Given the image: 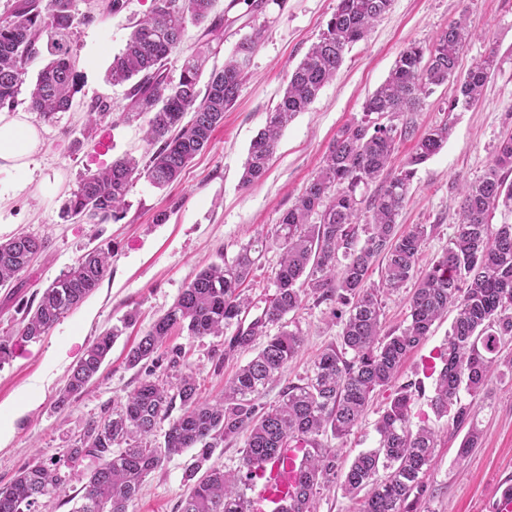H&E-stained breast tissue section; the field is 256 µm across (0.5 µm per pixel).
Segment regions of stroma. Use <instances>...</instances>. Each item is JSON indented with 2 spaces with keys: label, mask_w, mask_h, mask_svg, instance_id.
Wrapping results in <instances>:
<instances>
[{
  "label": "stroma",
  "mask_w": 512,
  "mask_h": 512,
  "mask_svg": "<svg viewBox=\"0 0 512 512\" xmlns=\"http://www.w3.org/2000/svg\"><path fill=\"white\" fill-rule=\"evenodd\" d=\"M104 3L73 2L76 14L91 13L95 19L78 26L70 37L77 74L72 108L47 120L37 119L41 146L27 167L0 166V240L23 233L47 242L41 255L9 286L0 288V337L16 335L20 308L85 252L105 243L112 246L111 264L100 287L47 335L17 342L9 359L0 364V418L9 419L12 427L10 437L0 442V485L26 465L66 459L89 421L119 409L140 379L138 371L126 364L128 350L200 270L232 261L243 244L278 223L318 171L338 130L361 118L365 99L388 77L409 44L432 45L448 24L464 14L474 37L460 56V71H467L491 50L498 59L477 105L448 111V89L441 86L413 116L420 133L444 121L452 126L444 147L417 166L398 218L403 228L430 227L419 269H428L447 251L460 222L461 188L485 175L499 141L512 131V0H393L367 37L349 48L335 78L310 108L288 124L265 176L243 187L241 174L253 138L281 99L289 73L325 29L337 0H286L281 7L272 2L256 18L232 6L231 0H216L213 13L224 19L223 38L204 37L202 26L187 23L168 70L171 77H178L183 56L197 51L208 55L210 65L222 66L253 25L263 24V40L223 125L180 180L160 189L146 179L136 180L119 220L75 222L64 218L62 209L86 172L105 168L119 156L146 157L145 122L124 121L128 87L110 82L108 72L132 24L149 14L153 2L127 0L117 14L103 13ZM99 98L111 103L112 113L88 124V107ZM161 211L169 218L155 223ZM279 255L277 246H269L246 283L244 292L251 303L241 315L243 323L258 317L275 294L273 271ZM131 311L137 313V323L114 343L99 374L75 402L56 408L67 373L86 347ZM331 311V304L309 296L299 311L287 315L288 325L301 330L304 344L266 387L262 404L278 405L288 385L305 378L318 355L337 344L339 328ZM450 324L447 318L434 324L427 339L406 357L394 383L374 393L357 428L341 439L329 434L321 438L323 448L336 452L337 465L348 466L360 452L376 447L375 423L400 384L418 383L411 422L435 428L438 445L425 479L427 492L415 512H483L485 499L512 481L511 375L494 378L480 393L464 395L481 432L466 457L458 455L466 429L454 427L449 418L436 417L429 406L435 380L427 376L425 366L444 343ZM227 342L224 336L174 334L159 352L165 364L156 374L169 382L178 368H191L203 398H222L225 385L252 356L248 350L226 352ZM174 346L181 348L182 355L178 368L171 369L166 361ZM31 399L36 405L30 409L26 403ZM194 456V451H185L146 476L130 512H178L187 490L185 471Z\"/></svg>",
  "instance_id": "obj_1"
}]
</instances>
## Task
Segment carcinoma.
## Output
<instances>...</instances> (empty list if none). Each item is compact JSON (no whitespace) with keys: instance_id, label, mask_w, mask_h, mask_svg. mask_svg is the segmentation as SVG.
Returning a JSON list of instances; mask_svg holds the SVG:
<instances>
[{"instance_id":"carcinoma-1","label":"carcinoma","mask_w":512,"mask_h":512,"mask_svg":"<svg viewBox=\"0 0 512 512\" xmlns=\"http://www.w3.org/2000/svg\"><path fill=\"white\" fill-rule=\"evenodd\" d=\"M214 2L154 0L151 12L133 26L123 51L112 59L109 76L114 83L132 82L130 112L124 119L148 116L145 142L151 155L143 166L125 155L104 170L85 173L65 204V217L86 224L115 221L136 180L144 177L163 188L210 145L224 123V112L238 100L264 33L259 25L242 37L224 66L211 70L203 93L199 82L207 59L200 52L184 58L178 79L171 78L166 64L179 48L187 19L205 25L207 35L221 29L223 18L211 17ZM391 5L392 0H338L326 29L288 75L282 98L253 140L243 185L263 178L283 129L309 108L336 75L348 49L367 36ZM88 20V15L79 19L72 13V0H15L0 18V109L13 108L27 66L39 55L44 38L51 59L30 92L28 109L44 119L70 110L76 71L66 37ZM472 36L463 16L431 46L404 49L389 77L366 100L363 118L338 130L321 168L271 234L250 240L231 263L211 264L200 271L129 350L127 366L144 371L139 386L119 412L89 422L79 444L68 450L71 462L93 461L81 503L72 512H129L144 478L188 449L196 450V456L185 471L190 489L180 512H245L239 484L246 475H229L209 464L212 449L240 435L247 468L294 439L311 448L294 496L283 502L280 512H315L320 489L335 480L346 496L359 500V512H411L426 491L425 477L436 447L432 428L411 427L415 385H400L376 423L377 447L359 453L343 471L336 470V455L321 448L319 437L328 432L336 438L349 435L373 393L392 382L406 355L426 339L450 306L456 315L441 352L443 366L430 407L457 427L470 425L460 453L465 456L474 448L479 431L473 425L471 404L462 401L460 392L474 395L486 389L503 367L512 372V359L498 358L500 343L512 338V224H491L494 211H512V182L506 179L512 172V133L499 142L486 175L461 189L454 238L424 273L418 271L417 260L427 226L416 224L400 232L397 219L414 166L447 142L448 123L418 137L406 162L390 167L399 142L414 133L405 114L417 111L431 89L448 87L450 112L480 100L497 68V56L492 51L459 73L460 55ZM372 184L371 195L361 192ZM270 239L281 250L274 272L276 293L261 315L244 327L241 314L249 298L240 287ZM45 248V240L25 234L0 241V285L10 282ZM380 255L386 258L380 283L369 285L366 275ZM110 259L111 251L102 247L81 256L43 290L36 306L24 309L18 337L31 341L48 334L99 287ZM410 281L415 288L406 325L383 332L381 295ZM308 295L334 305L339 346L324 351L311 374L288 387L278 406L267 409L259 403L266 385L282 372L304 338L292 330L268 336L266 329L299 309ZM135 322L136 313L129 312L122 326L92 341L71 368L57 407L69 405L83 392L117 337ZM233 324L237 329L228 351L252 348L262 336L266 341L225 387L224 399H201L191 369L174 383L159 382L157 353L172 330L189 337L218 336ZM176 408L180 414L173 418ZM167 418L163 443L154 448L143 445L142 440ZM68 481L69 473L57 461L25 466L0 486V512H31L40 501L55 499Z\"/></svg>"}]
</instances>
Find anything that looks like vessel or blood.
<instances>
[{"instance_id":"vessel-or-blood-1","label":"vessel or blood","mask_w":512,"mask_h":512,"mask_svg":"<svg viewBox=\"0 0 512 512\" xmlns=\"http://www.w3.org/2000/svg\"><path fill=\"white\" fill-rule=\"evenodd\" d=\"M305 455V449L291 443L273 458L254 464L245 485L246 512H278L299 481Z\"/></svg>"}]
</instances>
